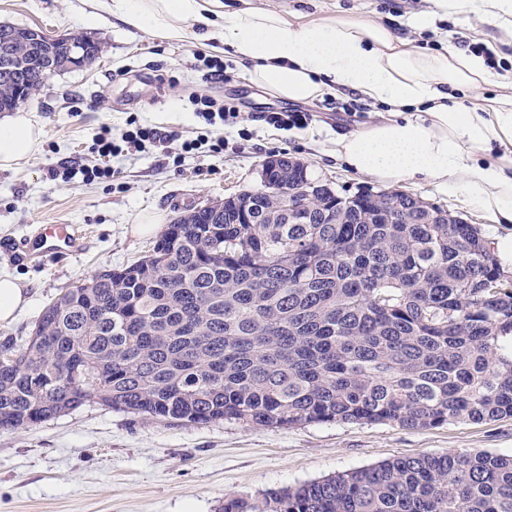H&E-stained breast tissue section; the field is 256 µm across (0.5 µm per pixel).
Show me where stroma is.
Returning <instances> with one entry per match:
<instances>
[{"mask_svg": "<svg viewBox=\"0 0 512 512\" xmlns=\"http://www.w3.org/2000/svg\"><path fill=\"white\" fill-rule=\"evenodd\" d=\"M221 11L269 10L291 21L371 20L409 47L446 45L489 58L490 81L479 93L459 89L455 101L486 112L512 82V44L498 24L476 14L441 13L434 0H220ZM90 0H0V22L49 36L72 31L101 41L88 68L47 79L24 111L40 124L41 145L20 166L0 169V274L22 281L28 305L0 340L29 336L42 308L74 282L125 267L150 251L167 224L186 208L255 190L263 161L285 154L303 161L310 177L348 196L381 191V183L350 169L334 152L336 136L378 121L381 105L356 96L303 103L305 127L278 128L259 112L292 109L290 101L258 88L247 64L220 54L224 82L204 79L208 51L163 40L105 18L87 25ZM233 100L236 123L211 127L194 113L193 96ZM113 138L137 127L176 128L185 138L221 137L223 150L164 155L145 146L100 158L111 177L91 183L51 181L57 162L91 157L103 127ZM397 190L422 198L478 226L487 242L511 227L466 197L448 196L430 180H405ZM38 224L75 225L79 253L21 260L10 250ZM138 224L155 232L138 233ZM486 451L512 455V418L453 421L430 429L392 424L315 423L292 429L231 422L189 424L90 404L36 427L0 431V512H219L225 497L263 499L287 486L402 456Z\"/></svg>", "mask_w": 512, "mask_h": 512, "instance_id": "stroma-1", "label": "stroma"}]
</instances>
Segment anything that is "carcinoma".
<instances>
[{"instance_id": "carcinoma-1", "label": "carcinoma", "mask_w": 512, "mask_h": 512, "mask_svg": "<svg viewBox=\"0 0 512 512\" xmlns=\"http://www.w3.org/2000/svg\"><path fill=\"white\" fill-rule=\"evenodd\" d=\"M0 112L33 98L62 45L0 23ZM304 165L268 180L297 186ZM251 223L191 210L152 253L74 284L31 336L0 342V430L90 404L190 424L436 428L512 418V283L472 224H431L396 190L356 207L277 194ZM223 512H512V456L417 455Z\"/></svg>"}]
</instances>
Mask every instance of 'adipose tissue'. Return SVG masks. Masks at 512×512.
<instances>
[{
	"mask_svg": "<svg viewBox=\"0 0 512 512\" xmlns=\"http://www.w3.org/2000/svg\"><path fill=\"white\" fill-rule=\"evenodd\" d=\"M125 26L164 39L232 51L250 62L249 80L275 96L312 101L349 90L389 117L340 136L336 155L356 172L385 183L428 179L448 195H463L500 222L512 225V86L493 99L489 113L469 112L451 90L480 89L483 56L450 46L423 51L373 21L319 19L292 22L273 11L239 10L215 17L210 0H93ZM426 106L424 117L408 108ZM41 128L19 113L0 122V168L19 165L40 144Z\"/></svg>",
	"mask_w": 512,
	"mask_h": 512,
	"instance_id": "adipose-tissue-1",
	"label": "adipose tissue"
}]
</instances>
